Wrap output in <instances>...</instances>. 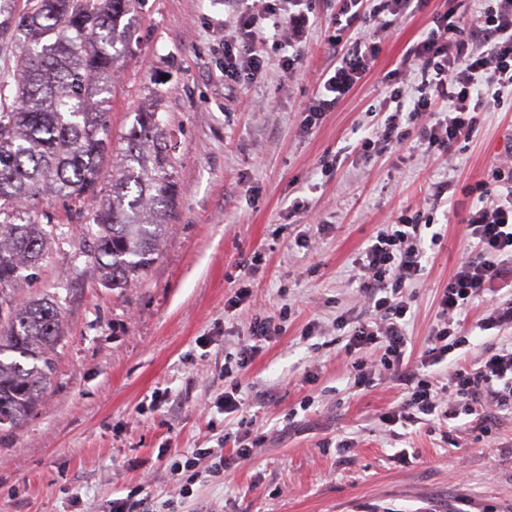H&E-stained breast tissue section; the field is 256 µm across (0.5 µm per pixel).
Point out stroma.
Here are the masks:
<instances>
[{
	"label": "stroma",
	"instance_id": "stroma-1",
	"mask_svg": "<svg viewBox=\"0 0 512 512\" xmlns=\"http://www.w3.org/2000/svg\"><path fill=\"white\" fill-rule=\"evenodd\" d=\"M312 25L289 74L279 62L288 34L262 20L268 65L254 78L224 80L226 0H141L132 44L112 90L110 132L116 151L139 112L155 110L171 137L178 196L158 254L128 288L104 285L85 245L88 208L39 204L54 234L19 301L53 296L63 320L55 370L22 427L0 428V512H112L114 500L144 473L158 512H512V414L491 433L476 416L388 431L382 415L403 387L378 372L368 387L349 383L345 336L335 318L357 287L353 261L376 225L395 221L432 182L452 179L448 205L433 214L446 225L416 285L408 326L413 355L425 348L441 288L465 253L464 220L472 190L512 148V100L481 114L472 137L435 160L413 141L366 158L359 138L372 132L387 75L423 39L434 14L453 11L469 27L473 0H425L393 20L362 81L312 129L301 110L336 62L329 46L337 0H307ZM337 159L323 174L322 164ZM309 201L332 231L299 247L289 207ZM262 260L251 264L253 253ZM249 308L224 304L239 288ZM292 314L276 342L247 368L246 407L264 436L252 459L220 478H202L179 496L176 454L223 447L212 426L224 392V357L249 333L252 309ZM320 322L327 344L303 339ZM318 376L305 380L307 372ZM308 411H300L305 398ZM349 445L337 447V438ZM415 450L413 458L402 449Z\"/></svg>",
	"mask_w": 512,
	"mask_h": 512
}]
</instances>
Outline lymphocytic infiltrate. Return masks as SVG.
<instances>
[{
  "label": "lymphocytic infiltrate",
  "instance_id": "lymphocytic-infiltrate-1",
  "mask_svg": "<svg viewBox=\"0 0 512 512\" xmlns=\"http://www.w3.org/2000/svg\"><path fill=\"white\" fill-rule=\"evenodd\" d=\"M421 3L340 0L338 17L349 26L365 23L369 33L349 43L334 42L336 66L325 73L317 95L305 107L304 129L316 125L360 82L391 18L411 14ZM261 16L251 6H242L237 34L224 43L225 77L235 80L263 69L266 37ZM431 22L427 36L406 50L403 67L392 71V80L410 91H394L383 99L378 131L360 143L364 155L402 145L413 133L424 154L440 159L454 143L471 136L480 113L495 110L504 94L512 92V0H480L473 32L466 37L449 38L455 28L450 14L434 15ZM494 173V182L476 188L464 228L471 255L461 260L442 290L419 365H412L408 351L411 289L421 281L429 247L441 245L443 231L423 222V211H403L393 223L379 225L355 260L356 299L339 317L346 329L344 350L355 358L353 384L368 386L375 368L390 372L406 387L401 401L383 414L384 424H442L478 413L486 426L501 412H512V343L487 344L476 363L455 366L444 379L431 373L432 366L467 346L463 323L476 301L488 302L482 330L512 329V293L486 297L497 281L512 275V161L496 165ZM281 332L272 318L254 313L248 340L224 357V396L216 404L218 413L243 411L242 373ZM372 350L377 358L365 361L364 353ZM234 441L230 460L220 448L195 449L181 467L180 495L189 494L200 474L217 477L231 463L249 460L259 445L248 429L237 432Z\"/></svg>",
  "mask_w": 512,
  "mask_h": 512
}]
</instances>
